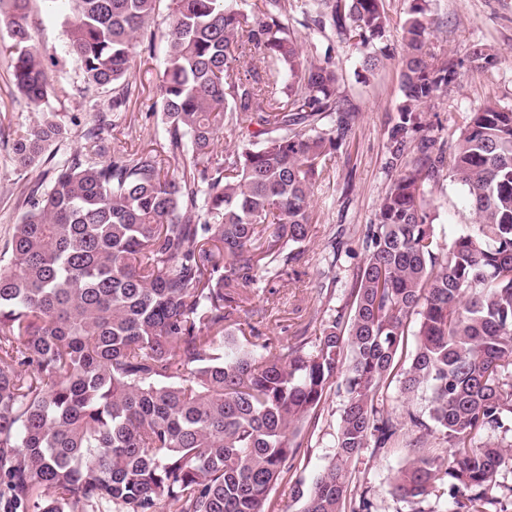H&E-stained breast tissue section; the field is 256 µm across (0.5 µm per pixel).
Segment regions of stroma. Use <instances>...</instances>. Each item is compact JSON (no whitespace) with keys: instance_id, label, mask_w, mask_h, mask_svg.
<instances>
[{"instance_id":"stroma-1","label":"stroma","mask_w":512,"mask_h":512,"mask_svg":"<svg viewBox=\"0 0 512 512\" xmlns=\"http://www.w3.org/2000/svg\"><path fill=\"white\" fill-rule=\"evenodd\" d=\"M426 8L430 23L429 60L438 65L451 60L456 76L447 92L426 108L427 119L440 136L453 140L470 113L494 103L512 109V0H384L390 19L380 41L383 64L376 71L364 67L365 48L338 41L335 35L317 37L319 46H333V58L343 75L342 90L357 106L359 118L344 144L328 163L330 180L315 193V229L306 250L309 261L292 279L278 283L273 308L260 328L271 336H292L310 319L324 320L348 300L350 285L364 258L363 230L372 223L381 197L394 175L385 166V145L393 118L403 100L399 61L403 54L400 26L414 4ZM70 13L68 0H31L28 26L33 44L44 55L48 77L56 90L42 107H35L15 88L11 61L0 50V249L10 239L13 226L25 210L28 188L50 183V164L25 169L13 160L12 132L32 125L40 112L57 113L70 130L67 140L52 144L48 152L64 159L82 147L83 132L93 127L98 112L106 108L111 87H91L65 47L64 22ZM169 24L166 0L158 10L157 39L153 54L140 53L131 63L130 100L104 143L106 153L161 151L164 140L148 107L155 100L164 70L162 34ZM483 44L495 61L482 70L468 59L471 44ZM435 202L434 222L445 239L471 224L473 214L466 192L453 176L430 184ZM337 255L328 264V255ZM344 405L342 394L330 393L317 411L315 430L307 447L300 450L296 472L303 487L333 454L336 425ZM413 432L402 431L395 444L381 453L363 450L356 465V479L371 490L376 512H411L410 504L393 497L389 481L408 460Z\"/></svg>"}]
</instances>
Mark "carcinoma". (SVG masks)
Masks as SVG:
<instances>
[{
    "instance_id": "carcinoma-1",
    "label": "carcinoma",
    "mask_w": 512,
    "mask_h": 512,
    "mask_svg": "<svg viewBox=\"0 0 512 512\" xmlns=\"http://www.w3.org/2000/svg\"><path fill=\"white\" fill-rule=\"evenodd\" d=\"M29 2L0 0V21L14 84L40 106L50 83ZM71 2L68 52L123 112L160 0ZM290 7L366 48L389 26L382 0H169L152 104L164 154L104 160L101 123L26 195L0 258V512H270L334 387L345 402L333 454L294 495L300 512H372L352 474L364 449L402 431L380 402L395 380L430 397L427 418L408 413L418 436L390 493L413 512H444V496L453 512H512L493 484L512 452L474 442L512 421V111L486 104L449 148L430 134L422 107L456 71L428 62L423 8L401 28L403 101L386 143L396 177L366 225L349 301L314 337L241 321L304 258L315 189L357 118L332 57L303 54ZM468 57L494 62L481 44ZM68 135L44 112L13 131L14 161L36 165ZM447 166L474 223L441 243L427 185ZM434 429L445 457L426 447Z\"/></svg>"
}]
</instances>
